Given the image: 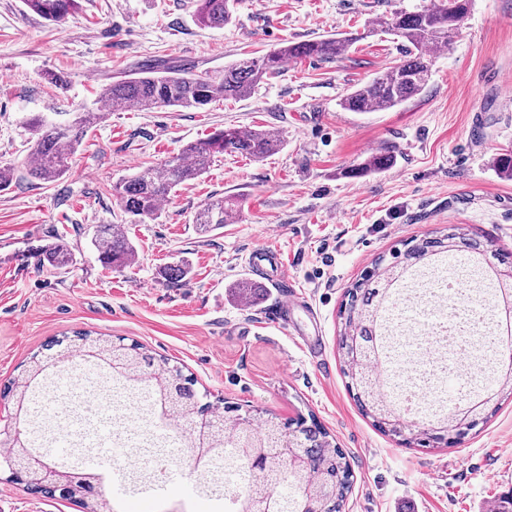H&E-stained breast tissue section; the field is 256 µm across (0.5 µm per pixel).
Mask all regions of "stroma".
Returning <instances> with one entry per match:
<instances>
[{
    "label": "stroma",
    "instance_id": "obj_1",
    "mask_svg": "<svg viewBox=\"0 0 512 512\" xmlns=\"http://www.w3.org/2000/svg\"><path fill=\"white\" fill-rule=\"evenodd\" d=\"M426 0H237L221 28L198 26L193 0H79L62 25L0 0V443L29 425H51L41 456L58 470L79 465L111 477L90 508L51 498L0 470V512H219L194 479V458L170 455L137 466L134 492L120 467L134 436L173 447L188 424L167 427L159 391L119 377L110 343H138L194 379L208 402L258 409L286 424L320 423L345 454L353 484L342 512H489L512 490V400L458 444L411 448L360 414L343 374L338 312L348 288L382 255L457 225L491 249L512 252V179L497 157L512 153V0H472L459 35L433 57L427 87L401 105L356 113L340 106L349 91L398 62L392 36L367 35L376 16L415 10ZM347 33L356 41L331 62L292 60L251 95L204 109L110 111L102 85L148 67L205 76L266 54L286 41ZM64 76L55 87L46 73ZM103 118L84 137L59 180H30L24 162L33 135L27 116L58 121L76 112ZM233 126L267 129L281 148L262 160L214 159L181 185L153 218L123 224L114 186L158 165L190 141ZM395 149L396 163L362 178L349 171ZM224 198L236 223L198 231L197 210ZM123 224L137 257L104 268L91 239L98 225ZM64 241L61 270L40 268L36 253ZM260 244L277 248L295 290L317 313L325 349L310 357L275 324L278 294L254 301L238 286ZM183 264L180 282L166 266ZM68 336L67 345L54 346ZM86 374L87 435L73 439L53 412L64 400L63 373ZM131 390L144 415L114 424L99 413V382Z\"/></svg>",
    "mask_w": 512,
    "mask_h": 512
}]
</instances>
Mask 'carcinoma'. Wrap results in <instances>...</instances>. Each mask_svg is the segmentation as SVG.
Instances as JSON below:
<instances>
[{
  "instance_id": "carcinoma-1",
  "label": "carcinoma",
  "mask_w": 512,
  "mask_h": 512,
  "mask_svg": "<svg viewBox=\"0 0 512 512\" xmlns=\"http://www.w3.org/2000/svg\"><path fill=\"white\" fill-rule=\"evenodd\" d=\"M194 21L203 27H220L233 18L235 0H194ZM24 5L45 20L64 22L78 8L77 0H23ZM471 0H431L430 5L415 11H396L391 16L381 15L370 25L368 32H389L400 40L405 59L378 73L370 82L356 88L340 102L342 108L352 112H373L394 108L421 93L427 84L431 52L451 44L457 32L449 30L451 14L466 16ZM354 37L329 35L322 39L285 42L278 49L258 58L242 59L224 67L218 77L196 76L178 71L155 75L146 69L138 77L116 81L100 92L109 109L121 111L128 108L151 110L159 107L202 109L210 103L224 99H241L268 78L281 72L287 60L315 59L334 61L344 56ZM94 112H77L71 123L59 129L41 114L25 120L34 135L33 145L26 160L30 178L50 183L67 170V161L88 131L96 123ZM282 146L279 136L268 130L242 131L235 127L218 130L203 140L184 147L174 158L145 168L116 187L120 206L132 224L157 215L163 201L170 198L177 188L206 172L212 159L225 152H235L260 160ZM395 162L394 151L386 150L368 157L363 164L349 171L352 176H368L391 167ZM237 211L229 201L211 200L196 212L194 223L200 231L209 232L217 226L236 222ZM93 246L98 260L107 267L132 264L137 255L119 224H101L95 232ZM488 250L483 237L466 233L458 227L448 232L428 236L407 245L404 251L391 255V261L378 259L383 266L381 274L368 271L347 290V301L339 311L341 330L338 347L347 363V376L352 378L365 369V357L391 358L387 344L390 327L406 318L392 308L393 286L406 283L409 277L428 266L432 261L448 260V266L465 263L469 259L486 257ZM491 258L499 264L509 265L507 270H496L494 281L497 289L512 290V256L494 253ZM70 252L66 244L56 242L39 253L38 263L55 269L66 267ZM123 369L128 377L156 380L159 387L169 389L181 398L177 409L180 419L205 412L212 404L199 403L192 389L193 380L182 375L178 367L165 363L133 345L117 349ZM354 399L363 414L376 425L401 436L407 432L413 438L407 443L432 447L446 439L451 443L461 440L467 427L455 413L445 411L434 419L433 436L421 431L426 409L410 417L401 407L395 385L388 384L385 393L371 395L355 391ZM284 435L282 425L272 414L251 418L244 428L232 436L224 437V456L209 464L215 479L202 475L203 486L215 494L223 484L224 464L229 458L243 465L247 461L244 445L251 441H265ZM290 436L305 449L308 461L304 471L292 470L282 482L272 484L268 504L271 512H302L310 506L311 512H341L351 489L352 474L342 450L332 444L330 435L320 424H296ZM287 489H282V486ZM259 500L251 491L224 492V512H252Z\"/></svg>"
}]
</instances>
